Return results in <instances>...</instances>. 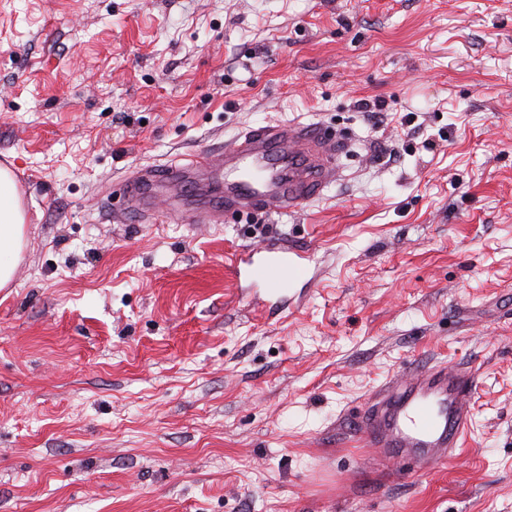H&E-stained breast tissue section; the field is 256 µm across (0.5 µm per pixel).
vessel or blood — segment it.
I'll use <instances>...</instances> for the list:
<instances>
[{
  "label": "vessel or blood",
  "mask_w": 512,
  "mask_h": 512,
  "mask_svg": "<svg viewBox=\"0 0 512 512\" xmlns=\"http://www.w3.org/2000/svg\"><path fill=\"white\" fill-rule=\"evenodd\" d=\"M345 143L320 123L270 122L245 127L217 151L186 163L147 166L123 182L124 209L148 219L159 193L189 224H223L241 215L300 211L323 197L342 175ZM311 253L281 239L228 257L229 273L263 289L257 303L274 310L288 302L290 274H303ZM474 374L444 366L414 368L376 391L356 414L361 439L382 455L432 465L455 456L470 429Z\"/></svg>",
  "instance_id": "1"
}]
</instances>
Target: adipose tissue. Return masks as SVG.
I'll use <instances>...</instances> for the list:
<instances>
[{
    "label": "adipose tissue",
    "instance_id": "1",
    "mask_svg": "<svg viewBox=\"0 0 512 512\" xmlns=\"http://www.w3.org/2000/svg\"><path fill=\"white\" fill-rule=\"evenodd\" d=\"M25 211L12 172L0 167V288L8 287L25 247Z\"/></svg>",
    "mask_w": 512,
    "mask_h": 512
}]
</instances>
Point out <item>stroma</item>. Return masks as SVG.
Listing matches in <instances>:
<instances>
[{
  "label": "stroma",
  "instance_id": "35a3bbf8",
  "mask_svg": "<svg viewBox=\"0 0 512 512\" xmlns=\"http://www.w3.org/2000/svg\"><path fill=\"white\" fill-rule=\"evenodd\" d=\"M293 120L346 138L300 212L118 217L139 168ZM0 166V512H512V0H0ZM270 236L315 253L275 313L226 270ZM407 363L476 388L404 475L352 414ZM25 211L12 172L0 167V288H7L25 247Z\"/></svg>",
  "mask_w": 512,
  "mask_h": 512
}]
</instances>
